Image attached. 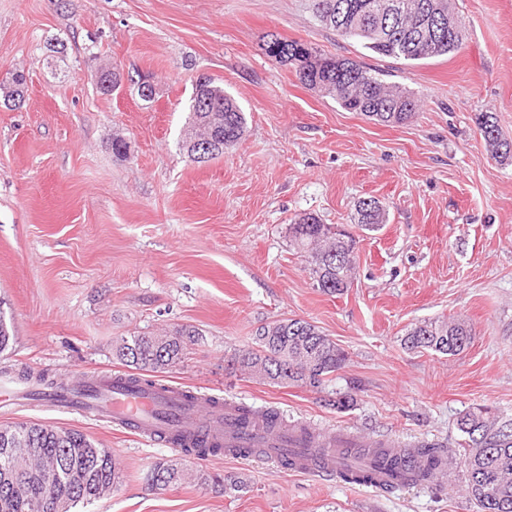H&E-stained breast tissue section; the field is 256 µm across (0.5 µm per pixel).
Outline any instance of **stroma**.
<instances>
[{"instance_id": "obj_1", "label": "stroma", "mask_w": 512, "mask_h": 512, "mask_svg": "<svg viewBox=\"0 0 512 512\" xmlns=\"http://www.w3.org/2000/svg\"><path fill=\"white\" fill-rule=\"evenodd\" d=\"M455 6L461 49L408 66L322 27L308 0H0V76L27 79L21 108L0 105V309L14 334L0 369L66 383L121 369V337L187 327L199 338L170 380L316 429L440 444L450 468L384 492L179 456L56 405H0V425L75 429L116 452L118 484L82 512H476L457 422L478 406L512 416V162L492 159L477 127L491 112L512 138V0ZM271 33L362 62L421 110L394 127L343 110L264 53ZM101 67L130 80L100 94ZM202 74L247 119L244 139L205 163L179 147ZM143 77L153 101L137 94ZM369 197L389 213L375 231L354 219ZM302 213L355 238L346 292H322L291 246ZM284 318L312 322L347 353L321 388L273 385L239 365L257 328ZM432 319L465 320L469 347L406 350V331ZM340 392L352 393L349 409L333 407ZM173 459L244 485L149 490L148 471Z\"/></svg>"}]
</instances>
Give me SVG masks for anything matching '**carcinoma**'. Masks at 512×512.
Wrapping results in <instances>:
<instances>
[{
    "instance_id": "1",
    "label": "carcinoma",
    "mask_w": 512,
    "mask_h": 512,
    "mask_svg": "<svg viewBox=\"0 0 512 512\" xmlns=\"http://www.w3.org/2000/svg\"><path fill=\"white\" fill-rule=\"evenodd\" d=\"M314 17L339 35L355 40L381 57L410 63L448 56L462 47L463 25L455 0H309ZM454 21L448 22V15ZM266 54L294 68L299 82L332 96L341 108L357 112L385 126L408 122L419 108L414 93L399 83H387L363 63L346 57L328 56L299 41L271 36ZM13 81L0 89L8 108L25 102L26 78L12 72ZM190 119L181 140L197 162L212 159L236 146L245 136V113L237 101L214 79L201 77L191 96ZM480 136L491 156L512 161V139L503 137L496 117L484 112L478 118ZM357 223L378 228L387 222L386 207L356 205ZM292 243L310 266L317 287L326 294H341L351 286L350 255L343 261L331 259L336 232L312 215L304 214L291 225ZM196 332L177 329L165 335L123 338L113 347L124 365L149 373H164L182 361L187 342ZM472 333L461 320H428L410 329L402 338L408 350H431L456 356L470 345ZM345 352L320 328L301 318L277 320L260 327L255 347L243 351L241 366L269 383L320 388L328 377L342 368ZM512 418L495 417L488 409L476 407L458 420L465 436L464 466L467 490L478 512H512ZM347 453L360 463L390 460L396 468L417 455L426 464L411 470L410 484L431 482L446 452L435 444L397 451L381 442L366 448H349ZM85 468L89 480L82 486L70 481L69 471ZM188 477L177 463H159L147 474V485L164 489ZM119 479L112 452L100 448L83 433L42 423L20 422L0 429V512H72L80 503L90 504Z\"/></svg>"
}]
</instances>
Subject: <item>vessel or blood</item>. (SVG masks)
I'll return each instance as SVG.
<instances>
[{"instance_id":"1","label":"vessel or blood","mask_w":512,"mask_h":512,"mask_svg":"<svg viewBox=\"0 0 512 512\" xmlns=\"http://www.w3.org/2000/svg\"><path fill=\"white\" fill-rule=\"evenodd\" d=\"M128 380V375L107 371L93 381L84 376L72 382V389L91 385L101 394L97 400L80 398L75 412L177 452L201 442L218 446L228 459L278 463L288 449L315 447L314 455L297 463L300 473H332L337 449L358 445L356 437L346 433L269 425L262 413H244L233 400L217 405L203 394L187 400L182 387L158 381L137 388Z\"/></svg>"}]
</instances>
